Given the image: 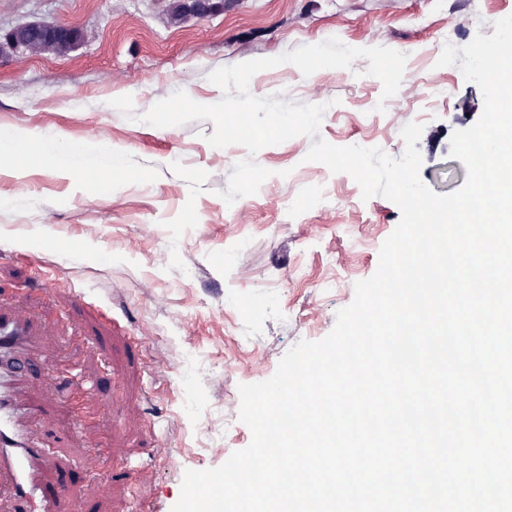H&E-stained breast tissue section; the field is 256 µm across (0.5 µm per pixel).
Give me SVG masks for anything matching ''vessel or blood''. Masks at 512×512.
Returning a JSON list of instances; mask_svg holds the SVG:
<instances>
[{"mask_svg":"<svg viewBox=\"0 0 512 512\" xmlns=\"http://www.w3.org/2000/svg\"><path fill=\"white\" fill-rule=\"evenodd\" d=\"M25 340L24 317L0 320V491L28 496L34 512H55V503L46 489L56 485V469L34 447L21 424L23 417L39 414V404L34 400L21 404L14 397L16 354Z\"/></svg>","mask_w":512,"mask_h":512,"instance_id":"obj_1","label":"vessel or blood"}]
</instances>
